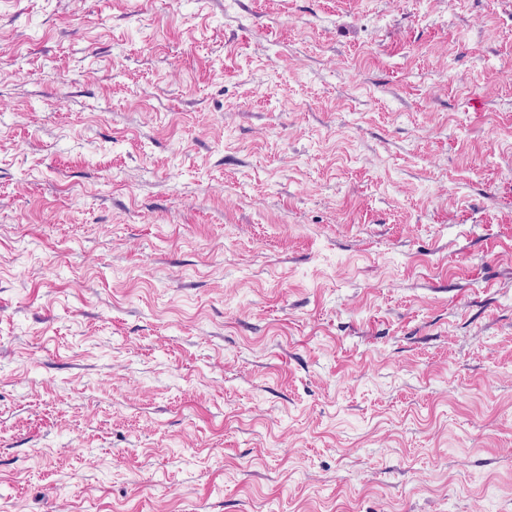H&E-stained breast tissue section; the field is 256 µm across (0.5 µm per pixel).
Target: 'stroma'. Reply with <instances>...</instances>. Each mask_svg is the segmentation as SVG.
<instances>
[{
    "instance_id": "35a3bbf8",
    "label": "stroma",
    "mask_w": 512,
    "mask_h": 512,
    "mask_svg": "<svg viewBox=\"0 0 512 512\" xmlns=\"http://www.w3.org/2000/svg\"><path fill=\"white\" fill-rule=\"evenodd\" d=\"M0 512H512V0H0Z\"/></svg>"
}]
</instances>
